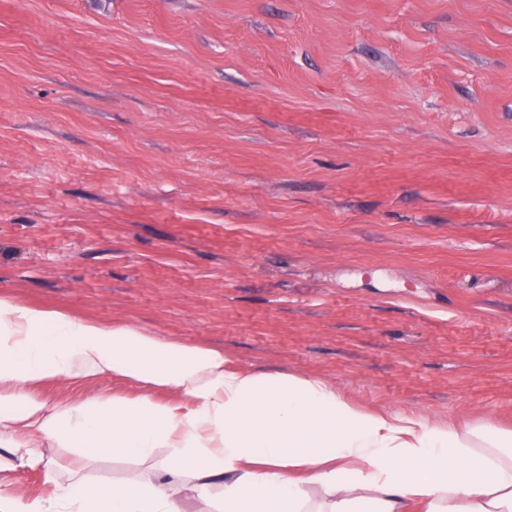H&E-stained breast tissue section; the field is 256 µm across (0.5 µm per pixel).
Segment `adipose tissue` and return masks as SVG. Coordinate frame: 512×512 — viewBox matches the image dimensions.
I'll list each match as a JSON object with an SVG mask.
<instances>
[{
	"label": "adipose tissue",
	"mask_w": 512,
	"mask_h": 512,
	"mask_svg": "<svg viewBox=\"0 0 512 512\" xmlns=\"http://www.w3.org/2000/svg\"><path fill=\"white\" fill-rule=\"evenodd\" d=\"M78 364L139 393L52 407L35 399ZM42 438L158 475L133 474L94 498L84 480L60 485L49 474L51 495L0 491V512H183L187 490L200 492L198 512H407L413 503L512 512V435L501 442L506 459H495L457 426L359 411L317 377L237 369L218 347L0 297V449L34 467ZM214 479L218 504L204 495Z\"/></svg>",
	"instance_id": "1"
}]
</instances>
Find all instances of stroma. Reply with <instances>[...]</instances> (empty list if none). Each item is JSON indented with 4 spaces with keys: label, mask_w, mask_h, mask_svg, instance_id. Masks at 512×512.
Returning a JSON list of instances; mask_svg holds the SVG:
<instances>
[{
    "label": "stroma",
    "mask_w": 512,
    "mask_h": 512,
    "mask_svg": "<svg viewBox=\"0 0 512 512\" xmlns=\"http://www.w3.org/2000/svg\"><path fill=\"white\" fill-rule=\"evenodd\" d=\"M0 296L512 431V0H0ZM132 386L77 376L48 404ZM0 483L92 495L149 467Z\"/></svg>",
    "instance_id": "1"
}]
</instances>
